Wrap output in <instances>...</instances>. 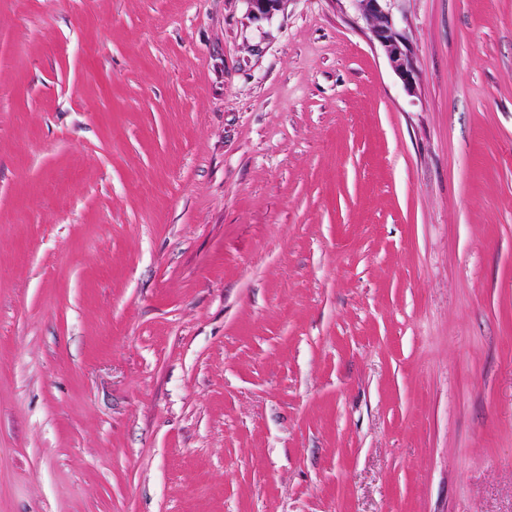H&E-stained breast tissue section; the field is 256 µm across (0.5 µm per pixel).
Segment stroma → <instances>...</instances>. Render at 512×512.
<instances>
[{
	"label": "stroma",
	"instance_id": "stroma-1",
	"mask_svg": "<svg viewBox=\"0 0 512 512\" xmlns=\"http://www.w3.org/2000/svg\"><path fill=\"white\" fill-rule=\"evenodd\" d=\"M0 0V512H512V0ZM395 1L351 0L361 17L368 22L373 39L383 49L395 72L406 86H411L414 78L411 47L395 24Z\"/></svg>",
	"mask_w": 512,
	"mask_h": 512
}]
</instances>
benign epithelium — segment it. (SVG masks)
Listing matches in <instances>:
<instances>
[{
  "label": "benign epithelium",
  "mask_w": 512,
  "mask_h": 512,
  "mask_svg": "<svg viewBox=\"0 0 512 512\" xmlns=\"http://www.w3.org/2000/svg\"><path fill=\"white\" fill-rule=\"evenodd\" d=\"M356 10L369 26L373 39L385 52L393 69L407 86L412 85L414 68L411 47L403 33L397 28L393 16L395 0H351ZM253 19L271 18L283 0H247Z\"/></svg>",
  "instance_id": "obj_1"
}]
</instances>
